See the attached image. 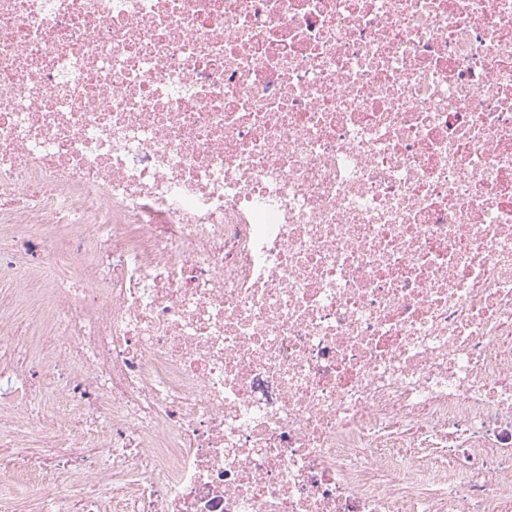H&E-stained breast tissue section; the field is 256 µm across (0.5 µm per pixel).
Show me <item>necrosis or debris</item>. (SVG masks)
I'll return each instance as SVG.
<instances>
[{
  "label": "necrosis or debris",
  "instance_id": "necrosis-or-debris-1",
  "mask_svg": "<svg viewBox=\"0 0 512 512\" xmlns=\"http://www.w3.org/2000/svg\"><path fill=\"white\" fill-rule=\"evenodd\" d=\"M32 489L512 512V0H0V512Z\"/></svg>",
  "mask_w": 512,
  "mask_h": 512
}]
</instances>
